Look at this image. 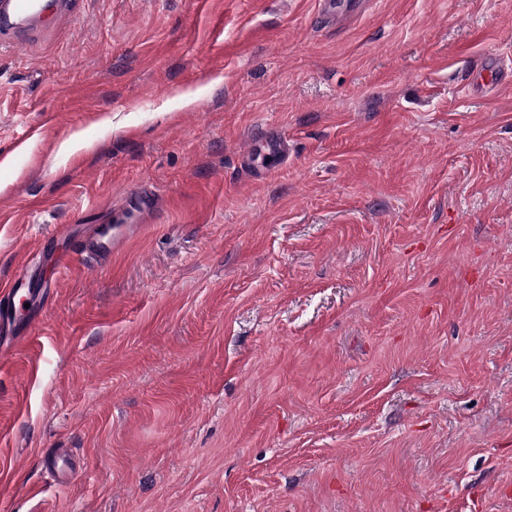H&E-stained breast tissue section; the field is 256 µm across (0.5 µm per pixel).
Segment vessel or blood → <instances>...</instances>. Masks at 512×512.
<instances>
[{"label": "vessel or blood", "instance_id": "obj_1", "mask_svg": "<svg viewBox=\"0 0 512 512\" xmlns=\"http://www.w3.org/2000/svg\"><path fill=\"white\" fill-rule=\"evenodd\" d=\"M74 0H0V43L15 42L34 29L51 31L71 13ZM287 147L281 140L253 143L243 156L251 161L254 154H263L267 162L255 168L257 177H264L278 169ZM157 206V196L148 185L135 188L112 208V221L93 225L90 232L78 242L81 254L105 264L113 254L136 234L140 224L146 223ZM39 283L29 272H22L11 281L0 285V317L12 313L17 303L29 300L38 291Z\"/></svg>", "mask_w": 512, "mask_h": 512}]
</instances>
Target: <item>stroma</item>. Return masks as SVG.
I'll return each mask as SVG.
<instances>
[{
	"label": "stroma",
	"mask_w": 512,
	"mask_h": 512,
	"mask_svg": "<svg viewBox=\"0 0 512 512\" xmlns=\"http://www.w3.org/2000/svg\"><path fill=\"white\" fill-rule=\"evenodd\" d=\"M77 9L0 51V512H512V0ZM287 150L288 148L280 139L255 142L243 155V161L251 164L253 156L258 152L267 157L268 160L265 165L254 167V176L263 178L278 169L279 165L284 161ZM157 206L155 191L147 184L135 188L112 208L111 224H93L91 231L78 241L81 254L100 264L112 260V254L124 246L145 224ZM39 283L25 270L11 281L0 286V317L9 316L16 304L22 300L29 303L30 297L39 291Z\"/></svg>",
	"instance_id": "1"
}]
</instances>
